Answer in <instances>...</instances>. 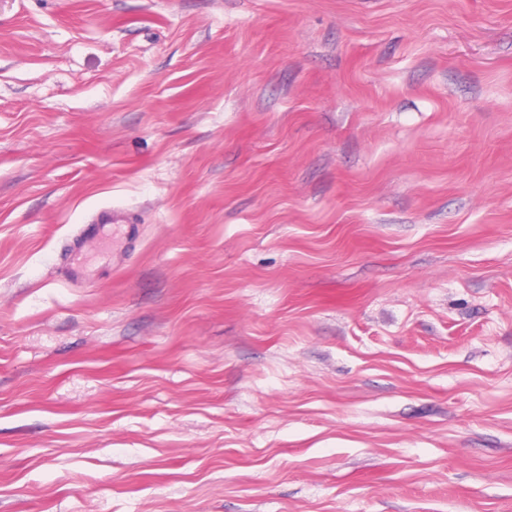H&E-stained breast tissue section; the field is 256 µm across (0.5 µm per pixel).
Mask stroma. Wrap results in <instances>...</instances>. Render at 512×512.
Listing matches in <instances>:
<instances>
[{
	"label": "stroma",
	"instance_id": "stroma-1",
	"mask_svg": "<svg viewBox=\"0 0 512 512\" xmlns=\"http://www.w3.org/2000/svg\"><path fill=\"white\" fill-rule=\"evenodd\" d=\"M0 512H512V0H0Z\"/></svg>",
	"mask_w": 512,
	"mask_h": 512
}]
</instances>
